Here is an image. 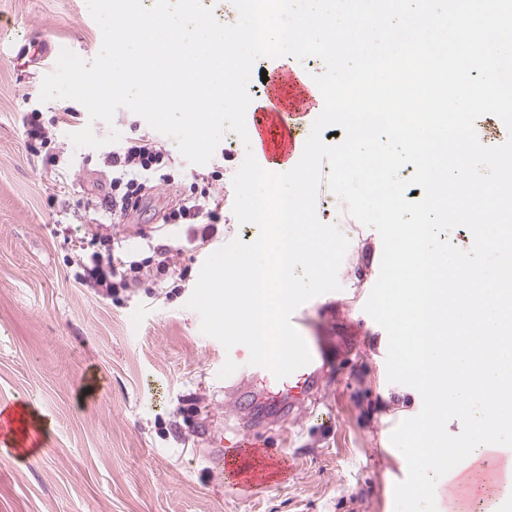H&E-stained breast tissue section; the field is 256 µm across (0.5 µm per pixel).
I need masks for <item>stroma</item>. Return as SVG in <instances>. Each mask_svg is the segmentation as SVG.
Masks as SVG:
<instances>
[{"label":"stroma","mask_w":512,"mask_h":512,"mask_svg":"<svg viewBox=\"0 0 512 512\" xmlns=\"http://www.w3.org/2000/svg\"><path fill=\"white\" fill-rule=\"evenodd\" d=\"M85 11L84 0H0V23L25 27L36 44L24 57L0 54V406L28 403L46 425L28 454L0 437V512H394L407 466L384 438L419 404L411 387L388 381L387 334L364 310L381 237L337 206L329 186L317 191V216L340 223L349 248L340 290L307 301L305 326L330 355L309 416L259 430L282 449L285 471L254 491L227 479L225 442L242 424L224 396V347L186 307L215 247L256 230L233 213L241 138L225 131L210 162L193 165L158 135L172 182L150 189L117 230L138 261L163 244L181 247L158 302L140 288L114 300L78 283V244L91 223L83 203L105 193L109 175L103 149L74 147L70 127L53 124L68 100L44 102L40 92L42 54L97 56L102 34L81 22ZM33 111L62 153L67 183L28 147ZM218 166L211 191L224 212L212 239L198 224L163 225L179 194Z\"/></svg>","instance_id":"35a3bbf8"}]
</instances>
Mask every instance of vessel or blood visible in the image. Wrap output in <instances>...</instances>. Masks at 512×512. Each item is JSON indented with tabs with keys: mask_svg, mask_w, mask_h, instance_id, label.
I'll return each mask as SVG.
<instances>
[{
	"mask_svg": "<svg viewBox=\"0 0 512 512\" xmlns=\"http://www.w3.org/2000/svg\"><path fill=\"white\" fill-rule=\"evenodd\" d=\"M269 83L273 89L270 105L248 106L246 114L256 136L259 158L283 168L302 155L304 143L298 131L320 111L323 97L317 87L297 81L280 68L271 71ZM290 85L295 88L293 97L282 98L280 88ZM305 342L311 353L310 363L281 378L266 367L250 364V352L244 345L234 346L224 356V393L236 412L248 421L233 450L234 455L249 461L246 468L234 471L239 484L265 483L269 469L279 463L278 450L255 436L260 422L257 407L269 409L276 417L303 404L318 387L324 351L313 336H306Z\"/></svg>",
	"mask_w": 512,
	"mask_h": 512,
	"instance_id": "obj_1",
	"label": "vessel or blood"
}]
</instances>
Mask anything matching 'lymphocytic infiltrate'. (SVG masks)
I'll list each match as a JSON object with an SVG mask.
<instances>
[{"instance_id": "1", "label": "lymphocytic infiltrate", "mask_w": 512, "mask_h": 512, "mask_svg": "<svg viewBox=\"0 0 512 512\" xmlns=\"http://www.w3.org/2000/svg\"><path fill=\"white\" fill-rule=\"evenodd\" d=\"M103 165L111 171L112 178L106 194L96 201L95 207L105 213L111 225L126 223L137 211L150 184L171 180L166 154L156 139L145 133L108 152ZM221 210L220 200L213 197L209 187L194 188L181 195L163 221L167 224H199L206 220L214 224L219 220ZM89 243L92 252L79 258L82 282L109 291L118 286H141L142 263L127 260L112 249L110 236L95 232Z\"/></svg>"}]
</instances>
